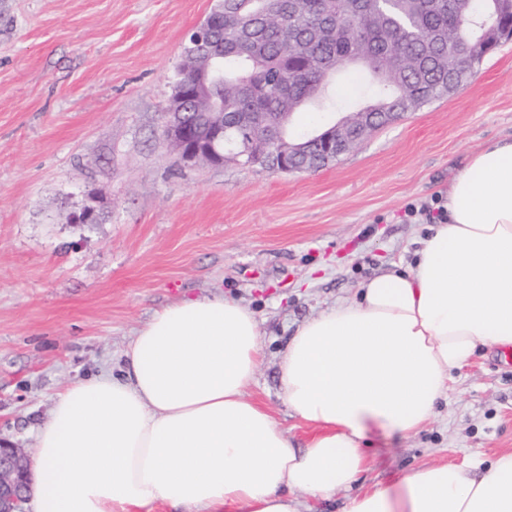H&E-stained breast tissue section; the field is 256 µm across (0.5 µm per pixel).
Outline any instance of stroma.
<instances>
[{
    "instance_id": "stroma-1",
    "label": "stroma",
    "mask_w": 512,
    "mask_h": 512,
    "mask_svg": "<svg viewBox=\"0 0 512 512\" xmlns=\"http://www.w3.org/2000/svg\"><path fill=\"white\" fill-rule=\"evenodd\" d=\"M216 0H0V442L31 451L69 382L109 366L157 310L223 295L263 331L250 398L299 441L278 382L296 329L411 265L449 181L512 136V39L456 94L315 171L183 162L162 136L188 32ZM348 68L294 115L303 132L364 101ZM100 196L95 224L71 212ZM512 449V349H481L435 421L377 451L362 485Z\"/></svg>"
}]
</instances>
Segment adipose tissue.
<instances>
[{
	"label": "adipose tissue",
	"instance_id": "obj_1",
	"mask_svg": "<svg viewBox=\"0 0 512 512\" xmlns=\"http://www.w3.org/2000/svg\"><path fill=\"white\" fill-rule=\"evenodd\" d=\"M447 221L415 264L361 282L301 325L279 362L296 447L247 389L261 363L255 313L221 296L156 311L120 371L72 381L37 427L29 512H512V452L424 465L352 492L378 440L409 438L477 346L512 347V138L472 155L443 193Z\"/></svg>",
	"mask_w": 512,
	"mask_h": 512
}]
</instances>
